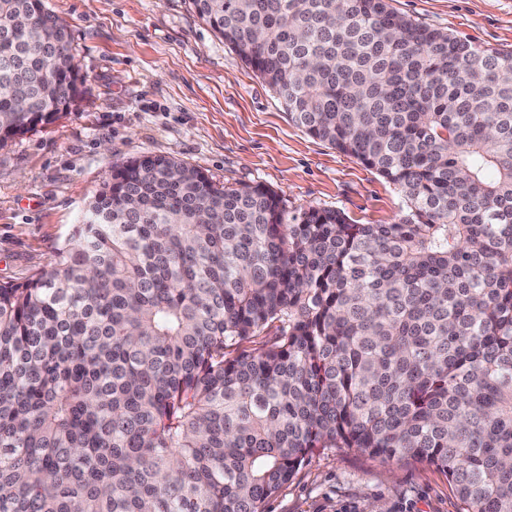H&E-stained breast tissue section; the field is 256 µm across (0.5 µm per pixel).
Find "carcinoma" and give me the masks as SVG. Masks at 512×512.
<instances>
[{
  "label": "carcinoma",
  "instance_id": "carcinoma-1",
  "mask_svg": "<svg viewBox=\"0 0 512 512\" xmlns=\"http://www.w3.org/2000/svg\"><path fill=\"white\" fill-rule=\"evenodd\" d=\"M190 3L407 211L112 168L52 261L0 281V512H262L328 448L512 512V52L390 0ZM84 80L44 0H0V147Z\"/></svg>",
  "mask_w": 512,
  "mask_h": 512
}]
</instances>
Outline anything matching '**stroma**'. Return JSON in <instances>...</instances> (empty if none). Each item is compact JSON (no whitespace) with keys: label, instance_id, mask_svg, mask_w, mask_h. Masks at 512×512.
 <instances>
[{"label":"stroma","instance_id":"stroma-1","mask_svg":"<svg viewBox=\"0 0 512 512\" xmlns=\"http://www.w3.org/2000/svg\"><path fill=\"white\" fill-rule=\"evenodd\" d=\"M66 21L85 81L76 107L0 148V281L47 265L113 166L166 155L220 185L265 184L289 213L337 208L358 224L406 210L395 187L291 123L273 92L189 0H44ZM431 28L512 51V0H391ZM447 475L411 458L317 453L264 512H459Z\"/></svg>","mask_w":512,"mask_h":512}]
</instances>
